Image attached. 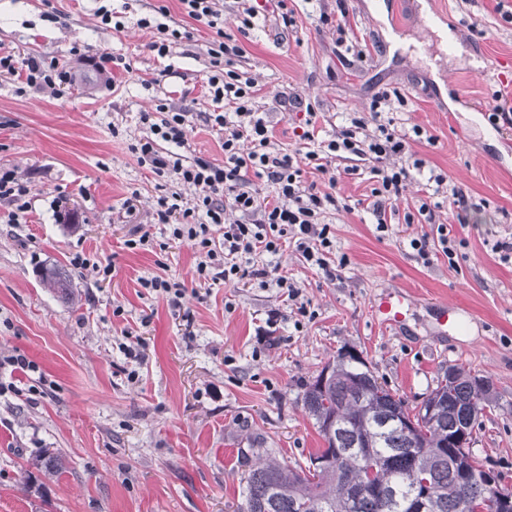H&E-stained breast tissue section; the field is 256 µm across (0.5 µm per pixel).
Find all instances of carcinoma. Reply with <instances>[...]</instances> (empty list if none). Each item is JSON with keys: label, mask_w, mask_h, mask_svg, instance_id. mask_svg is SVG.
Wrapping results in <instances>:
<instances>
[{"label": "carcinoma", "mask_w": 512, "mask_h": 512, "mask_svg": "<svg viewBox=\"0 0 512 512\" xmlns=\"http://www.w3.org/2000/svg\"><path fill=\"white\" fill-rule=\"evenodd\" d=\"M41 280L68 296V279L58 268L45 270ZM302 401L323 441L309 460L331 456L334 462L318 474L275 459L252 466L242 478L236 512H410L419 496L428 512H464V501L490 494L470 481L483 462L456 447L463 436L473 439L485 410L498 403L486 377L463 367L438 377L425 397L435 403L436 420L429 425L420 408L406 407L349 349L306 385ZM400 415L415 420L414 431L407 434L395 422ZM331 417L341 427L330 433L323 422Z\"/></svg>", "instance_id": "carcinoma-1"}]
</instances>
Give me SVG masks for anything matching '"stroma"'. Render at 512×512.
<instances>
[{
  "label": "stroma",
  "mask_w": 512,
  "mask_h": 512,
  "mask_svg": "<svg viewBox=\"0 0 512 512\" xmlns=\"http://www.w3.org/2000/svg\"><path fill=\"white\" fill-rule=\"evenodd\" d=\"M286 4L293 25L265 10L244 36L243 0L217 4L225 34L243 49L233 69L256 83L277 148H297L302 101L315 107L326 139L367 116L378 96L380 122L424 134L411 145L423 167L386 232L367 208V167L349 174L339 161L343 207L325 217L335 274L283 248L276 260L299 290L294 301L257 280L196 285L194 249L151 221L157 198L176 185L137 162L142 113L161 99L192 112L183 160L224 158L223 134L203 119L215 108L205 84L211 30L177 0H112L125 15L120 32L99 23V0H0V55L41 56L76 73L61 97L0 75V174L26 182L32 202L25 223L9 224L0 200V356L25 355L49 383H14L0 369V512H234L246 465L270 456L291 464L322 447L301 397L345 347L412 407L448 367L489 378L498 404L472 451L512 476V259L496 248L512 237V128L489 119L496 101L512 105V0ZM161 6L164 23L183 34L163 59L149 49L152 31L136 24ZM324 15L344 24L346 43L322 25ZM426 18L452 30L453 42L439 48ZM393 33L428 48L392 49ZM77 44L88 55L123 56L130 68L105 83L80 66ZM433 172L476 207L464 224L437 211L456 254L434 250L425 262L409 242L431 230L415 211ZM141 225L153 235L150 249L128 250ZM78 254L109 274L73 266ZM52 266L69 276V298L43 286ZM156 275L185 283L179 307L141 287ZM388 287L407 291L412 304L398 331L371 312ZM435 299L471 311L463 330L439 335L428 308ZM301 304L313 319L300 317ZM52 455L60 472L44 468Z\"/></svg>",
  "instance_id": "obj_1"
}]
</instances>
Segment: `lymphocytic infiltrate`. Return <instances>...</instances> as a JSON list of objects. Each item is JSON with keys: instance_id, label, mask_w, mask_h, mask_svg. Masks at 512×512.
I'll return each mask as SVG.
<instances>
[{"instance_id": "obj_1", "label": "lymphocytic infiltrate", "mask_w": 512, "mask_h": 512, "mask_svg": "<svg viewBox=\"0 0 512 512\" xmlns=\"http://www.w3.org/2000/svg\"><path fill=\"white\" fill-rule=\"evenodd\" d=\"M179 2L190 19L215 34L205 83L219 108L207 113L205 120L224 133V159H197L186 164L177 157V149L187 144L192 129L187 110L162 102L155 112L143 113L141 120L148 132L133 147L137 161L155 175L171 178L177 186L176 191L157 198L151 221L167 225L172 238L191 242L197 254V283L221 281L235 286L267 279L289 300H296L298 288L280 274L278 266H255L254 256H276L283 241L290 239L309 266L329 271L334 233L322 216L339 207L332 160L340 151L369 162L375 181L369 208L378 230L387 231L392 203L412 177L399 159L409 153L422 129L416 125L406 131L380 123L371 131L361 117L338 131L334 139L319 143L315 140L316 113L309 105L301 149L287 153L274 148L272 132L256 108L254 83L240 81L231 69L234 57L243 49L236 40L225 37L216 0ZM0 72L32 90L49 89L59 97L72 83L69 70L37 57L0 56ZM307 167L322 175L323 185L304 180ZM254 177L271 185L272 200H260L256 191L249 189ZM187 189L192 192L188 198L183 195ZM230 211L238 212L239 220L227 221Z\"/></svg>"}]
</instances>
